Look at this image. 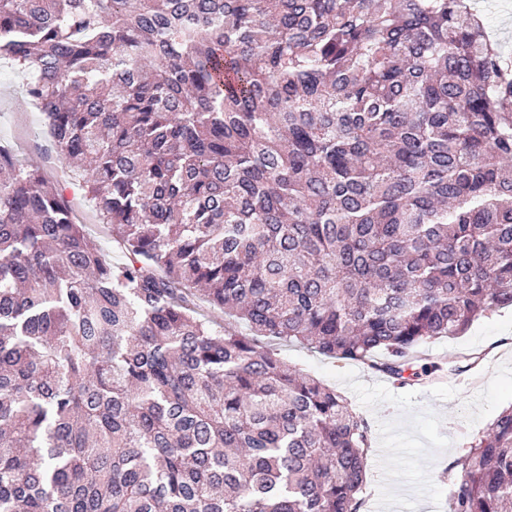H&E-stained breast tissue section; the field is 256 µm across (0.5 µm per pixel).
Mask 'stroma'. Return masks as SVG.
I'll list each match as a JSON object with an SVG mask.
<instances>
[{
	"mask_svg": "<svg viewBox=\"0 0 512 512\" xmlns=\"http://www.w3.org/2000/svg\"><path fill=\"white\" fill-rule=\"evenodd\" d=\"M24 77L0 61V140L44 167L62 190L78 223L87 225L104 250L112 235L92 204L46 160L43 117L28 100ZM405 382L397 383L357 362L326 358L290 346L283 353L303 373L335 388L370 427L366 478L358 512H376L395 485L407 490L392 512H449L461 472L456 460L472 438L512 405V306L481 318L462 335L422 345ZM481 355L472 365L469 355Z\"/></svg>",
	"mask_w": 512,
	"mask_h": 512,
	"instance_id": "35a3bbf8",
	"label": "stroma"
}]
</instances>
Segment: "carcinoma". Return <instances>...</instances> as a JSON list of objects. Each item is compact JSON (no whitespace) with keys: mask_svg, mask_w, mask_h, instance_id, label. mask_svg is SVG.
<instances>
[{"mask_svg":"<svg viewBox=\"0 0 512 512\" xmlns=\"http://www.w3.org/2000/svg\"><path fill=\"white\" fill-rule=\"evenodd\" d=\"M0 60L124 254L0 142V512H358L368 425L280 347L402 380L512 306L473 0H0ZM458 465L512 507V405Z\"/></svg>","mask_w":512,"mask_h":512,"instance_id":"obj_1","label":"carcinoma"}]
</instances>
